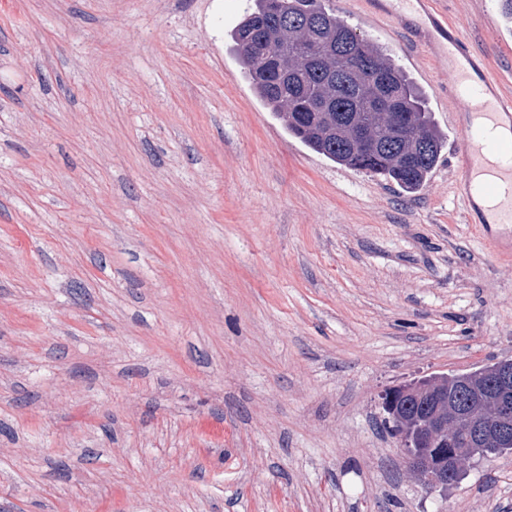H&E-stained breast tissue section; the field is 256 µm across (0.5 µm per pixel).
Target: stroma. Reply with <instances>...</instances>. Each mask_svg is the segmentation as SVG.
<instances>
[{
  "instance_id": "stroma-1",
  "label": "stroma",
  "mask_w": 512,
  "mask_h": 512,
  "mask_svg": "<svg viewBox=\"0 0 512 512\" xmlns=\"http://www.w3.org/2000/svg\"><path fill=\"white\" fill-rule=\"evenodd\" d=\"M251 4L0 9V512H512V453L425 488L382 408L512 358V257L447 157L408 194L289 136L238 65ZM435 5L512 99L498 0ZM336 12L455 138L446 61Z\"/></svg>"
}]
</instances>
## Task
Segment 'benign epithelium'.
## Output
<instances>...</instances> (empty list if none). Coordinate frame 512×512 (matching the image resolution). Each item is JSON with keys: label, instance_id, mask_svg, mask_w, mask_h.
I'll return each mask as SVG.
<instances>
[{"label": "benign epithelium", "instance_id": "obj_1", "mask_svg": "<svg viewBox=\"0 0 512 512\" xmlns=\"http://www.w3.org/2000/svg\"><path fill=\"white\" fill-rule=\"evenodd\" d=\"M458 380L463 387L453 395L446 379L437 374L420 390L427 409L420 421L421 437L448 461L438 465L414 453L406 456V462L416 480L431 489H448L484 443L512 446V358L497 361L484 382L467 375Z\"/></svg>", "mask_w": 512, "mask_h": 512}]
</instances>
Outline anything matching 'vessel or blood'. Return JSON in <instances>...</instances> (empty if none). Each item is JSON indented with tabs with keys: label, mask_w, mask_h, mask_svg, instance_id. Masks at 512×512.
Returning <instances> with one entry per match:
<instances>
[{
	"label": "vessel or blood",
	"mask_w": 512,
	"mask_h": 512,
	"mask_svg": "<svg viewBox=\"0 0 512 512\" xmlns=\"http://www.w3.org/2000/svg\"><path fill=\"white\" fill-rule=\"evenodd\" d=\"M367 10L388 20L408 47L447 60L448 94L461 116L451 152L467 221L491 252L511 256L512 102L432 0H367Z\"/></svg>",
	"instance_id": "obj_1"
}]
</instances>
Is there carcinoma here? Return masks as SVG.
I'll return each mask as SVG.
<instances>
[{"mask_svg": "<svg viewBox=\"0 0 512 512\" xmlns=\"http://www.w3.org/2000/svg\"><path fill=\"white\" fill-rule=\"evenodd\" d=\"M233 37L254 94L290 135L336 164L392 181L407 193L423 187L444 135L407 72L384 48L322 0H284L276 17L269 0H253ZM396 112L410 117L403 132ZM357 122L370 127L377 144L366 160L344 133Z\"/></svg>", "mask_w": 512, "mask_h": 512, "instance_id": "cac0c4a2", "label": "carcinoma"}]
</instances>
